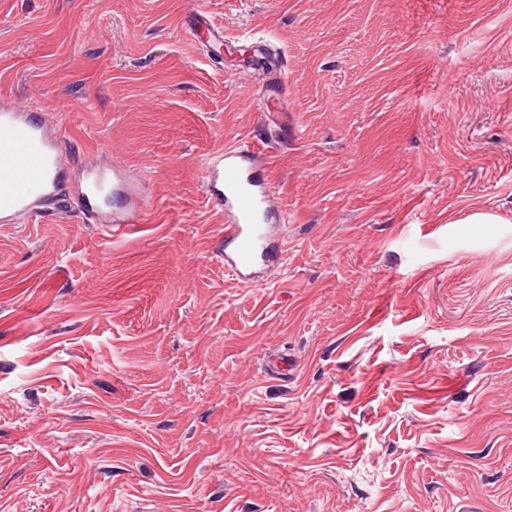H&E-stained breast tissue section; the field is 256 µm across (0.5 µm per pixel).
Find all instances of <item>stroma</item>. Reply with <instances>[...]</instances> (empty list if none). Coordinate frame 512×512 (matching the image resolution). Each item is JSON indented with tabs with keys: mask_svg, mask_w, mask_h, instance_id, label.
<instances>
[{
	"mask_svg": "<svg viewBox=\"0 0 512 512\" xmlns=\"http://www.w3.org/2000/svg\"><path fill=\"white\" fill-rule=\"evenodd\" d=\"M0 99L147 202L0 224V512H512V0H0ZM228 145L287 217L261 284ZM204 191L224 210V267L244 282L264 281L282 261L273 235L281 216L255 152L237 146L219 150L204 169ZM112 195L123 201L121 209L112 212V224H134L140 219L144 198L135 188L128 185L120 170H112Z\"/></svg>",
	"mask_w": 512,
	"mask_h": 512,
	"instance_id": "1",
	"label": "stroma"
}]
</instances>
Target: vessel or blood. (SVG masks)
<instances>
[{"mask_svg": "<svg viewBox=\"0 0 512 512\" xmlns=\"http://www.w3.org/2000/svg\"><path fill=\"white\" fill-rule=\"evenodd\" d=\"M69 170L62 141L35 110H21L0 100V223L14 224L69 199L86 218H96L105 192L123 201L112 214L116 224L140 219L144 198L128 185L120 170L105 174L90 164L82 171L79 190L67 195ZM204 191L224 211V266L240 280L264 281L282 261L273 234L281 216L272 205L273 192L261 175L255 152L228 146L204 169Z\"/></svg>", "mask_w": 512, "mask_h": 512, "instance_id": "1", "label": "vessel or blood"}]
</instances>
